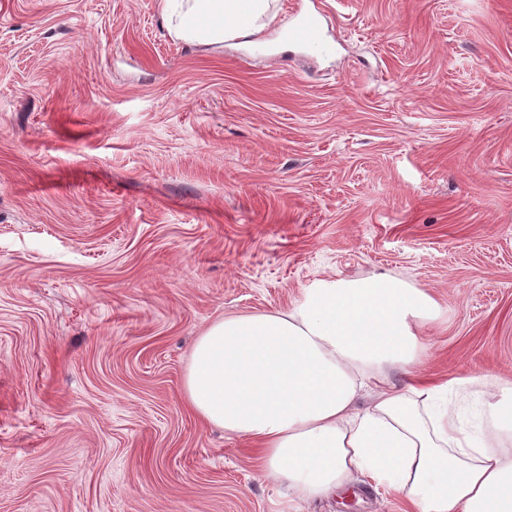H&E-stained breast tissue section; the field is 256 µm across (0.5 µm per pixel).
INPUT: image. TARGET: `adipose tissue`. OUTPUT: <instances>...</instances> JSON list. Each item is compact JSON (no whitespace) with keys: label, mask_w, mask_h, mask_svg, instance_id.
Listing matches in <instances>:
<instances>
[{"label":"adipose tissue","mask_w":512,"mask_h":512,"mask_svg":"<svg viewBox=\"0 0 512 512\" xmlns=\"http://www.w3.org/2000/svg\"><path fill=\"white\" fill-rule=\"evenodd\" d=\"M175 39L210 45L265 25L271 0H164ZM434 309L388 275L339 276L293 306L216 320L183 384L204 422L254 449L264 477L307 505L366 476L416 512H512V457L490 448L512 432V383L482 377L486 402L467 428L448 410L453 381L391 386L384 367L420 360Z\"/></svg>","instance_id":"adipose-tissue-1"}]
</instances>
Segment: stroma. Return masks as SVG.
<instances>
[{"instance_id":"stroma-1","label":"stroma","mask_w":512,"mask_h":512,"mask_svg":"<svg viewBox=\"0 0 512 512\" xmlns=\"http://www.w3.org/2000/svg\"><path fill=\"white\" fill-rule=\"evenodd\" d=\"M0 0V512H294L183 400L195 340L336 276L436 302L418 370L512 382V0ZM319 13L332 55L281 38ZM310 512H412L367 478ZM171 37L200 45L247 38L265 26L270 0H164Z\"/></svg>"}]
</instances>
